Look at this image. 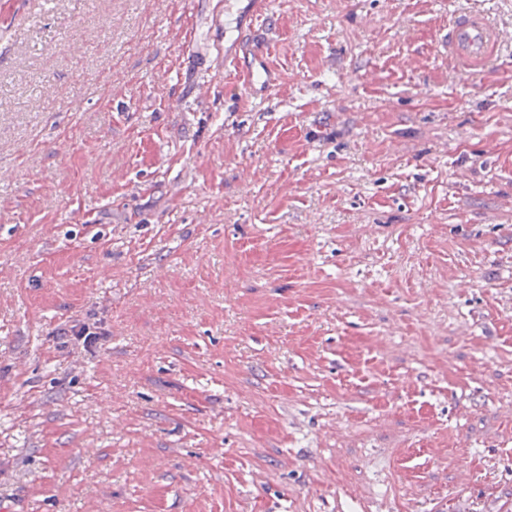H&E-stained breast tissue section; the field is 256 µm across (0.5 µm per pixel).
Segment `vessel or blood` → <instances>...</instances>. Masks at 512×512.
<instances>
[{
	"mask_svg": "<svg viewBox=\"0 0 512 512\" xmlns=\"http://www.w3.org/2000/svg\"><path fill=\"white\" fill-rule=\"evenodd\" d=\"M246 34H239L238 52L224 55V69L229 79L253 95L267 94L278 82L276 71L266 54L250 50ZM503 45L501 30L486 10L474 7L453 15L442 31L441 51L465 77L484 72L496 60Z\"/></svg>",
	"mask_w": 512,
	"mask_h": 512,
	"instance_id": "vessel-or-blood-1",
	"label": "vessel or blood"
}]
</instances>
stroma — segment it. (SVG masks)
I'll list each match as a JSON object with an SVG mask.
<instances>
[{
  "mask_svg": "<svg viewBox=\"0 0 512 512\" xmlns=\"http://www.w3.org/2000/svg\"><path fill=\"white\" fill-rule=\"evenodd\" d=\"M238 9L0 0V507L512 512V0ZM502 45L501 30L481 7L454 14L440 38L441 52L464 77L484 72L498 58ZM248 39L245 31H240L237 36L238 52L224 50V69L229 79L241 84L251 95H265L277 84L278 74L270 66L267 54L251 52L246 45ZM91 327L85 323L80 325L73 324L69 327H63L58 330L60 336H71L75 343L83 349H88L92 346H97L105 336V333L98 331V327Z\"/></svg>",
  "mask_w": 512,
  "mask_h": 512,
  "instance_id": "1",
  "label": "stroma"
}]
</instances>
